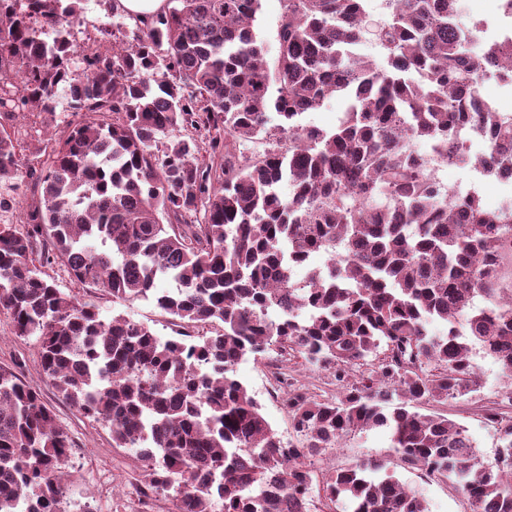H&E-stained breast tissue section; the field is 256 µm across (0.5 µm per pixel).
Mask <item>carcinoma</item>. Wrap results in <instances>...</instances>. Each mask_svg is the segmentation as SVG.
Instances as JSON below:
<instances>
[{"mask_svg":"<svg viewBox=\"0 0 512 512\" xmlns=\"http://www.w3.org/2000/svg\"><path fill=\"white\" fill-rule=\"evenodd\" d=\"M260 2L166 0L76 74L82 0H0V187L39 192L0 223V310L37 337L57 391L112 426L113 447L142 450L138 493L174 512H212L215 497L223 512H310L307 461L379 426L471 512H512V420L488 415L502 446L487 465L463 427L420 411L474 390L475 344L512 377V298L494 274L512 213L447 196L416 148L446 159L472 125L488 135L483 163L512 173V123L476 106L485 72L512 82V39L461 27L459 0H387L379 64L350 51L369 0H282L270 59ZM60 87L80 120L26 165L6 120L53 114ZM333 97L348 102L335 127L301 124ZM259 138L262 153L240 150ZM319 253L327 269L298 285L294 267ZM52 265L114 302L152 299L178 337L102 319ZM164 279L173 287L156 288ZM271 346L344 383L334 400L286 392L299 448L235 374ZM70 448L39 392L1 367L0 512H63ZM320 491L334 512H429L382 461L328 471Z\"/></svg>","mask_w":512,"mask_h":512,"instance_id":"1","label":"carcinoma"}]
</instances>
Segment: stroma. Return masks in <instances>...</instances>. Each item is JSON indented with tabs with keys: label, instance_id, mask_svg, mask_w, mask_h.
I'll use <instances>...</instances> for the list:
<instances>
[{
	"label": "stroma",
	"instance_id": "obj_1",
	"mask_svg": "<svg viewBox=\"0 0 512 512\" xmlns=\"http://www.w3.org/2000/svg\"><path fill=\"white\" fill-rule=\"evenodd\" d=\"M82 6V23L74 29L72 36L74 52L70 64L76 70L82 66L83 54L99 47L101 31L114 30L116 23L115 18L97 6L96 0H83ZM75 120L70 99L61 90L56 94L51 119L45 121L30 114L19 115L10 127L35 150L49 138L65 134L68 125ZM47 273L64 292L76 295L79 301L96 305L103 319H111L113 314L120 313L130 320L147 323L161 338L176 335V326L152 300L116 303L105 292L78 287L64 266L49 267ZM276 357V351L271 350L246 359L237 365L236 375L259 402L272 428L283 441L291 442L295 439L291 419L273 395V380L268 370ZM472 358L481 376L480 386L465 396L427 405L424 411L448 417L463 426L482 460L490 464L495 460L500 440L497 425L487 421L486 414L493 409L512 419V378L505 377L495 360L480 348H473ZM0 367L16 369L25 382L40 391L57 423L66 429L73 441L64 480L65 512H171L172 504L168 499L159 496L146 501L137 494L143 462L135 449L113 447L110 424L85 416L57 392L42 372L35 338L15 336L11 319L3 311H0ZM288 373L296 379L301 390L310 394L335 398L342 392L333 370L310 369L299 359L289 363ZM371 459L388 461L390 471L427 501L430 512H470V504L457 485L425 476L397 460L391 447L390 432L385 428L349 434L338 448L313 458V482L321 484L324 474L331 468H346Z\"/></svg>",
	"mask_w": 512,
	"mask_h": 512
}]
</instances>
